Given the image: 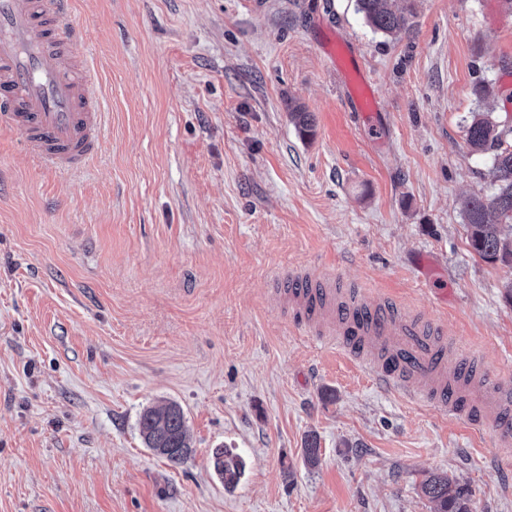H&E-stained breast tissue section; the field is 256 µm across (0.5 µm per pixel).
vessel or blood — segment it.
Returning a JSON list of instances; mask_svg holds the SVG:
<instances>
[{
  "label": "vessel or blood",
  "instance_id": "1",
  "mask_svg": "<svg viewBox=\"0 0 512 512\" xmlns=\"http://www.w3.org/2000/svg\"><path fill=\"white\" fill-rule=\"evenodd\" d=\"M71 7V0H0V125L18 131L37 161L68 173L96 153L102 128L92 77L75 73ZM288 293L310 335L368 367L383 386L490 426L512 444V390L500 388L483 361L448 368L441 326L369 307L360 292L336 287L319 271L289 270Z\"/></svg>",
  "mask_w": 512,
  "mask_h": 512
}]
</instances>
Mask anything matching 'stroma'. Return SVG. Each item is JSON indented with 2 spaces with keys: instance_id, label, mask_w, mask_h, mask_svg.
<instances>
[{
  "instance_id": "stroma-1",
  "label": "stroma",
  "mask_w": 512,
  "mask_h": 512,
  "mask_svg": "<svg viewBox=\"0 0 512 512\" xmlns=\"http://www.w3.org/2000/svg\"><path fill=\"white\" fill-rule=\"evenodd\" d=\"M69 21L96 158L61 173L0 128V512H430L443 472L512 512V445L383 389L274 289L290 268L365 284L512 387V268L461 207L492 191L466 125H512V0H417L395 38L355 0H73ZM337 40L377 112L349 106ZM165 401L178 466L139 433ZM221 447L245 461L231 490ZM139 431L148 448L152 443L162 446L153 449L158 455L174 448L163 457L174 466L183 463L192 452V440L183 410L175 402L144 410L139 419Z\"/></svg>"
}]
</instances>
